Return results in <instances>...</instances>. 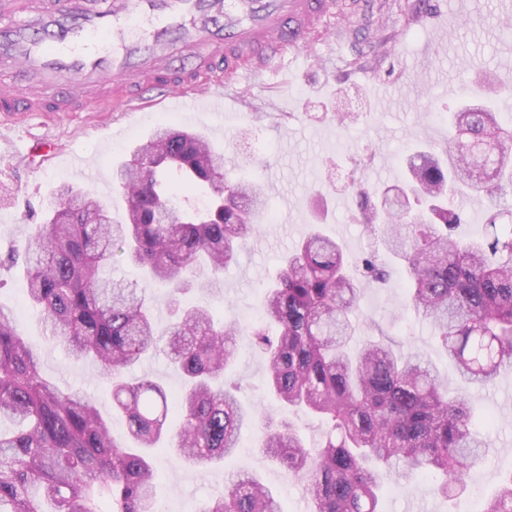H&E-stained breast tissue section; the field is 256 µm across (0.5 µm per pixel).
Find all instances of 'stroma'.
<instances>
[{"label": "stroma", "mask_w": 512, "mask_h": 512, "mask_svg": "<svg viewBox=\"0 0 512 512\" xmlns=\"http://www.w3.org/2000/svg\"><path fill=\"white\" fill-rule=\"evenodd\" d=\"M509 76L512 0H431L426 8L420 0H385L380 17L359 33H339L315 57L289 54L256 82L241 107L220 114L177 112L151 91L132 114L93 107L35 115L16 127L0 123V306L13 310L43 374L63 390L85 391L109 419L114 437L125 439V422L112 412L102 374L94 365L73 362L63 344L48 337L40 313L26 301L23 268L4 262L10 251L27 246L32 225L42 222L62 184L76 182L112 215H121L125 204L112 169L135 144L162 123L206 135L223 150L226 165H243L244 176L260 177L271 188L270 221L259 224L236 264L225 269L219 290L191 295L214 319L248 326L259 318L263 289L283 255L312 223L325 221L328 234H339L350 260L370 253L373 239L355 217L357 185L402 184L405 159L416 144L447 145L449 115L462 96L486 79ZM339 112L355 118L337 123ZM74 155L86 160L87 179L74 181L67 165ZM460 209L458 237H481L492 215L502 230L512 229V197L495 214L476 195ZM388 271L386 281L364 286L356 309L361 336L426 353L449 390H456L455 365L431 324L410 308L401 268L392 264ZM126 376L148 377L171 393L181 384L162 352L147 355ZM225 380L240 385L242 401L260 415L275 413L264 392L265 363L248 344H241ZM467 396L476 432L490 433L492 445L470 470L466 489L444 499L433 494L429 477L403 486L389 482L381 512H407L411 505L419 512H480L487 495L512 476V371L488 387L469 389ZM260 435V427L244 428L237 454L208 469L187 464L176 452L156 451L157 501L167 503L169 512H204L224 494L231 474L248 471L271 485L284 512H306L304 482L265 461Z\"/></svg>", "instance_id": "stroma-1"}]
</instances>
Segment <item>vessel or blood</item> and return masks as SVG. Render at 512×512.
Returning <instances> with one entry per match:
<instances>
[{
	"instance_id": "b4317fda",
	"label": "vessel or blood",
	"mask_w": 512,
	"mask_h": 512,
	"mask_svg": "<svg viewBox=\"0 0 512 512\" xmlns=\"http://www.w3.org/2000/svg\"><path fill=\"white\" fill-rule=\"evenodd\" d=\"M335 0H0V113L230 99L309 47Z\"/></svg>"
}]
</instances>
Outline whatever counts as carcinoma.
<instances>
[{
  "label": "carcinoma",
  "instance_id": "cac0c4a2",
  "mask_svg": "<svg viewBox=\"0 0 512 512\" xmlns=\"http://www.w3.org/2000/svg\"><path fill=\"white\" fill-rule=\"evenodd\" d=\"M447 158L420 151L409 161L405 205L388 204L390 189L356 191L358 220L379 249L362 260L363 276L388 275L381 254L398 260L413 307L468 383L485 386L512 368V231L495 220L481 239L450 233L461 223L448 197L464 189L491 203L512 192V123L494 109L464 100L451 123ZM112 180L126 198L116 219L93 195L72 185L41 224L22 257L29 303L52 339L71 356L103 367L112 411L127 423V444L86 394L63 392L40 372V360L15 314L0 307V512H154L155 472L147 448L165 445L168 413L181 419L176 448L208 467L231 456L252 415L216 385L234 361L240 337L251 336L266 360L267 390L280 410L304 411L328 425L315 448L284 416L268 418L264 458L305 481L313 512H380L381 471L440 477L436 492L462 491L486 440L472 430L467 394L448 398L425 355L365 342L351 348L361 283L342 243L310 232L283 257L265 288L261 322L245 329L219 323L185 296L201 271L217 286L254 235L270 188L231 176L206 136L157 127L118 164ZM205 194L204 208L177 201ZM120 253L150 283L169 290L161 329L146 286L104 280L100 269ZM168 348L183 387L174 396L123 371ZM204 512H283L278 495L253 473H236L227 493ZM482 512H512V476Z\"/></svg>",
  "mask_w": 512,
  "mask_h": 512
}]
</instances>
